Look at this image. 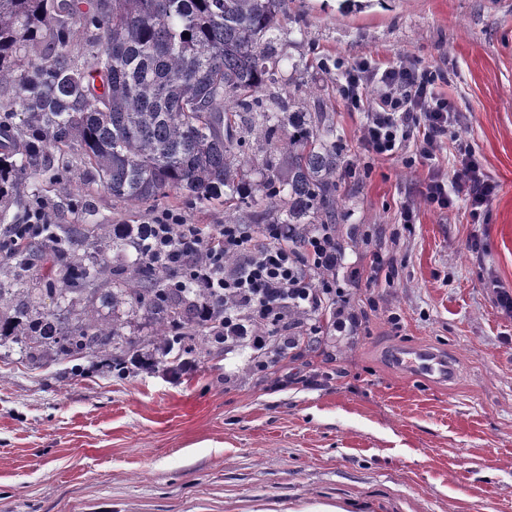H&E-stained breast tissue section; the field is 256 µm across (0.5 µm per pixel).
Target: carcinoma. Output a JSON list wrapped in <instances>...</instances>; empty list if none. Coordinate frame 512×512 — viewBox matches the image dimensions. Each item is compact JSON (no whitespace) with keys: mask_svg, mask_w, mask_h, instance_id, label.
Here are the masks:
<instances>
[{"mask_svg":"<svg viewBox=\"0 0 512 512\" xmlns=\"http://www.w3.org/2000/svg\"><path fill=\"white\" fill-rule=\"evenodd\" d=\"M287 10L288 0H0V220L13 205L38 207L32 179L39 176L67 195L80 182L123 202L175 191L189 203L236 210L247 199L245 134L255 130L278 137L288 152V177L269 166L259 184L277 223L293 225L299 245L326 224L345 252L340 225L350 212L336 135L296 105L314 90L295 83L288 107L261 110ZM69 154L79 167L59 169ZM92 240L104 244L96 257ZM128 246L126 278L106 299L114 309H148L152 334L132 340L122 323L93 309L68 323L63 311L73 299L101 291L111 275L101 256ZM62 261L68 275L59 280L54 267ZM0 264L13 270L0 281V347L18 348L33 365L106 358L122 369L142 353L163 352L160 365L174 371L221 352L208 324L221 320L224 303L213 304L210 322L200 319L197 308L209 300L170 287L142 260L127 224H45ZM34 264L55 311L41 310L35 289L25 287L22 271Z\"/></svg>","mask_w":512,"mask_h":512,"instance_id":"carcinoma-1","label":"carcinoma"}]
</instances>
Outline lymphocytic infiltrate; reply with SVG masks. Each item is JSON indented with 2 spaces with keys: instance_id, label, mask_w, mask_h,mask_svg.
Instances as JSON below:
<instances>
[{
  "instance_id": "obj_1",
  "label": "lymphocytic infiltrate",
  "mask_w": 512,
  "mask_h": 512,
  "mask_svg": "<svg viewBox=\"0 0 512 512\" xmlns=\"http://www.w3.org/2000/svg\"><path fill=\"white\" fill-rule=\"evenodd\" d=\"M437 76L414 61L381 65L362 59L339 67L338 92L365 121L360 148L372 160L403 157L427 168L417 195L438 210L466 198L473 221H480L498 192L464 139H456L452 174L438 170L437 147L457 123L456 112L436 89ZM138 243L151 267L189 279L212 300H226L224 350L248 349L257 357L270 343L295 349L288 332L290 306L311 312L327 309L337 327L347 324L348 298L335 280L312 282L310 273L335 267L336 242L322 230L297 247L284 224H191L185 215L152 214Z\"/></svg>"
}]
</instances>
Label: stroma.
<instances>
[{"label": "stroma", "instance_id": "35a3bbf8", "mask_svg": "<svg viewBox=\"0 0 512 512\" xmlns=\"http://www.w3.org/2000/svg\"><path fill=\"white\" fill-rule=\"evenodd\" d=\"M276 42L266 108L291 74L315 89L345 165L348 250L334 277L361 316L356 331L324 326L317 352L259 372L239 350L201 361L179 381L103 366L73 376L0 352V512H512V318L483 282L512 286V0H291ZM368 57L420 62L460 112L461 136L498 185L485 223L465 203L419 201L427 171L360 156L363 124L336 84V65ZM254 184L267 160L286 172L279 140L247 134ZM36 185L56 224H140L165 209L191 224H268L265 199L225 213L176 193L118 202L102 187L75 200ZM413 205L416 224L400 222ZM480 239L482 256L470 250ZM398 260L391 282L368 284L370 254ZM119 316L127 336L149 334L146 310L112 311L103 294L71 309ZM408 349L448 373L417 378ZM399 359L401 363L410 371H432L435 369H446V366L442 363L440 359L428 356L419 350L405 351L399 356Z\"/></svg>", "mask_w": 512, "mask_h": 512}]
</instances>
